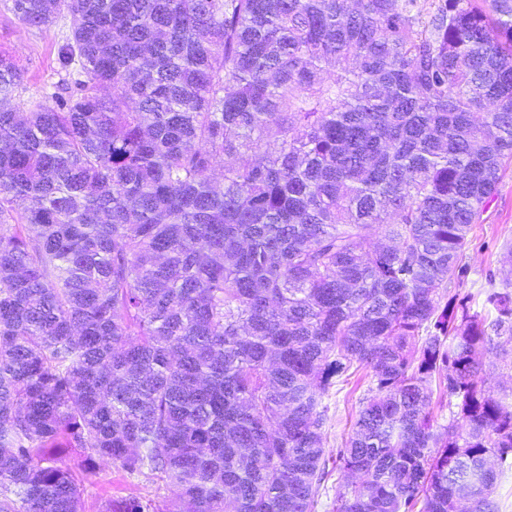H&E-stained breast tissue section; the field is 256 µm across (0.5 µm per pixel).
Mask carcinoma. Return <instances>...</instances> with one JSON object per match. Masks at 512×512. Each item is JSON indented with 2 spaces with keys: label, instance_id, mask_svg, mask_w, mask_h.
Instances as JSON below:
<instances>
[{
  "label": "carcinoma",
  "instance_id": "obj_1",
  "mask_svg": "<svg viewBox=\"0 0 512 512\" xmlns=\"http://www.w3.org/2000/svg\"><path fill=\"white\" fill-rule=\"evenodd\" d=\"M11 2L76 25L51 105L0 53V512H80L53 448L179 491L100 512H314L360 368L336 512H498L512 246L493 319L442 297L512 159V0ZM495 344L507 350L509 356L506 361L501 358H492V363H486L479 376L482 387L499 396L506 390L510 394L512 369L510 367V353L512 362V339L509 336L495 337ZM373 387L369 369H364L343 385L334 387L325 402L328 405V421L325 427V448L329 456L336 460V448L351 434L352 425L358 410L359 400Z\"/></svg>",
  "mask_w": 512,
  "mask_h": 512
}]
</instances>
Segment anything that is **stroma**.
I'll use <instances>...</instances> for the list:
<instances>
[{
	"mask_svg": "<svg viewBox=\"0 0 512 512\" xmlns=\"http://www.w3.org/2000/svg\"><path fill=\"white\" fill-rule=\"evenodd\" d=\"M73 26V16L64 12L49 27H28L12 13L9 0H0V51L9 53L23 72L13 103L24 109L37 103L49 104L51 94L65 77L58 51ZM470 239L464 257L468 273L462 280L449 282L447 293L466 299L471 311L485 314L489 311V275L497 270L504 247L512 245V163L505 164L501 180ZM371 385V374L365 369L330 391L325 427L328 454H335L350 435L359 401L367 396ZM61 458L85 488L82 512H100L105 500L130 496L151 498L166 507L178 495L174 486L129 475L112 464L88 469L80 455L69 448L64 449Z\"/></svg>",
	"mask_w": 512,
	"mask_h": 512,
	"instance_id": "stroma-1",
	"label": "stroma"
}]
</instances>
